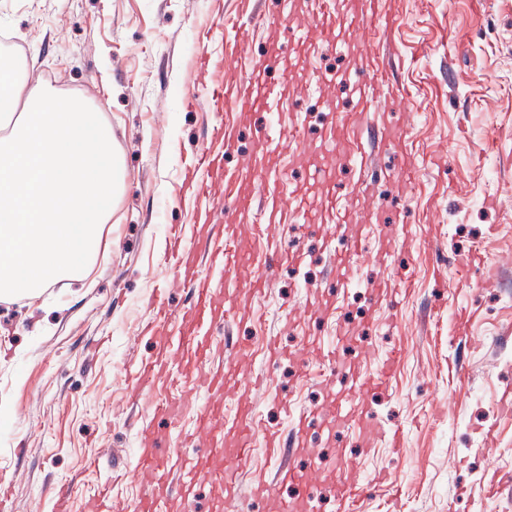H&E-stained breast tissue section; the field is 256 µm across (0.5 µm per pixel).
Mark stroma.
Segmentation results:
<instances>
[{"instance_id": "35a3bbf8", "label": "stroma", "mask_w": 512, "mask_h": 512, "mask_svg": "<svg viewBox=\"0 0 512 512\" xmlns=\"http://www.w3.org/2000/svg\"><path fill=\"white\" fill-rule=\"evenodd\" d=\"M400 18L395 77L410 100L370 113L378 128L402 125L419 168L414 184L378 181L376 171L339 175L342 207L370 210L380 224L355 225L358 243L348 261L331 268L324 237L335 234L338 210L321 187L308 206L321 232L308 234L296 221L276 224L283 246L302 249L300 264H285L252 299L246 290L260 270L266 247L250 233L253 215L224 222V200L185 187V171L205 151L222 154L227 171L261 165L276 173L281 196L312 179L298 157L318 151L330 118L324 107L354 110L352 84L314 85L308 72L330 75L350 68L360 55L357 37L334 53L318 42L285 54L266 77L281 98L274 121L289 142L276 155L259 158L258 113L225 106L213 113L209 86L249 83V58L287 40L288 17L303 18L312 0H0V32L29 73L49 86L98 106L112 127L123 160V188L103 231L104 250L82 283L60 281L35 299L0 297V482L10 486L11 512H53L54 491L71 489L70 512H92L93 498L129 502L154 476L133 468L138 449H162L170 458L188 452L199 469L189 497L171 493L163 512H237L224 502L223 480L210 471L212 443L192 441L200 406L213 402L233 417L238 391L273 428H283V405L324 408L338 390L375 378L383 354L399 347L402 360L386 387H371L364 403L375 432L315 424L297 448L298 459L331 460L337 452L355 458L347 476L385 481L358 512H512V489L490 496L495 473H512V0H385ZM253 38L240 46L237 26ZM237 129L232 150L211 137L215 119ZM341 207V208H342ZM410 208L414 224L393 223ZM185 242L198 239L197 262L169 261L170 228ZM233 234L247 260L228 279L212 277L208 250ZM412 242L402 247L401 234ZM477 253L498 273L480 293L449 271L437 282L436 265ZM408 276L409 294L396 312L373 301L366 285L375 277ZM214 288V306L224 317L211 362L225 370V397L196 385L198 373L185 359L174 361L177 384L159 376L132 398L133 373L153 360L160 337L178 341L179 317L190 304L188 285ZM168 289L174 316L157 333L146 332L149 300ZM252 303L256 314L243 318ZM477 308L469 333L455 335V311ZM362 344L339 354L330 366L298 349L307 338L324 346L346 332ZM279 337L288 354L266 369L264 340ZM246 339L249 352L234 343ZM177 401L174 423L154 419L152 405ZM397 430L403 451L392 454L378 430Z\"/></svg>"}]
</instances>
